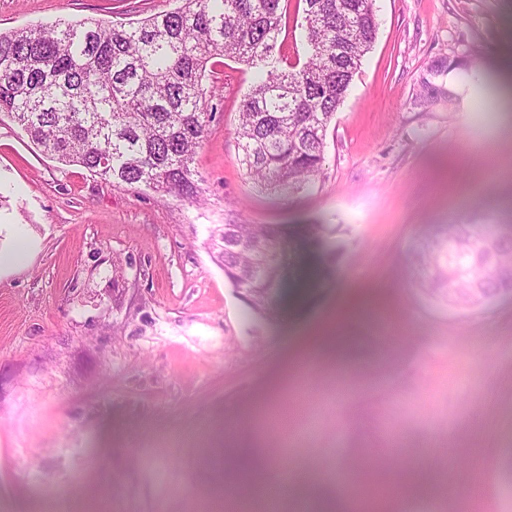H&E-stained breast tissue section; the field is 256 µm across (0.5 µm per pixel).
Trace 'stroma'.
<instances>
[{"label": "stroma", "mask_w": 512, "mask_h": 512, "mask_svg": "<svg viewBox=\"0 0 512 512\" xmlns=\"http://www.w3.org/2000/svg\"><path fill=\"white\" fill-rule=\"evenodd\" d=\"M179 0H0V32L137 21ZM279 44L304 60L302 0ZM376 40L330 122L315 183L259 188L236 134L255 68L222 59L190 202L116 187L0 122V512H210L242 479L332 476L383 512H512V297L422 294L413 250L450 224L512 229V0H375ZM437 60L454 99L414 106ZM327 224L253 313L214 260V225ZM298 420L288 455L280 414Z\"/></svg>", "instance_id": "1"}]
</instances>
